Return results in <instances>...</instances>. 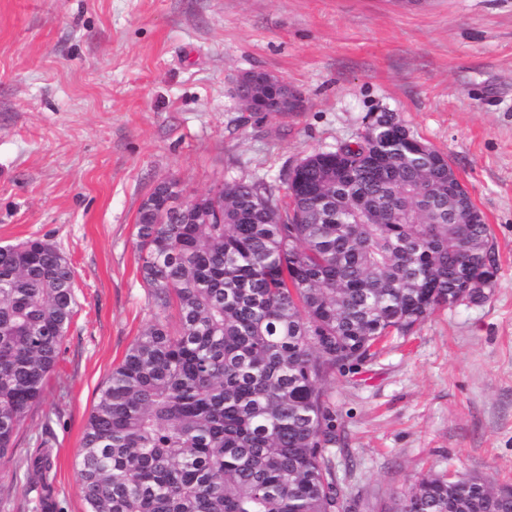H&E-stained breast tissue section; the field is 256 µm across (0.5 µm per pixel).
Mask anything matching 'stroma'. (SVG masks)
Listing matches in <instances>:
<instances>
[{
  "label": "stroma",
  "instance_id": "stroma-1",
  "mask_svg": "<svg viewBox=\"0 0 512 512\" xmlns=\"http://www.w3.org/2000/svg\"><path fill=\"white\" fill-rule=\"evenodd\" d=\"M251 70L297 112L245 120ZM393 112L442 151L491 227L498 275L328 383L340 512H392L430 474L512 484V0H0V245L53 243L76 314L18 454L45 448L58 512H83L76 454L101 383L154 319L135 218L163 180L186 197L279 176ZM0 512H31L12 484Z\"/></svg>",
  "mask_w": 512,
  "mask_h": 512
}]
</instances>
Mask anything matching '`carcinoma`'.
Instances as JSON below:
<instances>
[{
    "label": "carcinoma",
    "mask_w": 512,
    "mask_h": 512,
    "mask_svg": "<svg viewBox=\"0 0 512 512\" xmlns=\"http://www.w3.org/2000/svg\"><path fill=\"white\" fill-rule=\"evenodd\" d=\"M419 141L382 112L285 171V201L263 176L188 210L154 187L136 228L156 313L86 421L85 512H338L327 382L498 272L489 224L457 213L447 156ZM75 313L55 245L0 246V460L15 481L51 485L50 458L15 457L16 439ZM395 512H512V486L429 475Z\"/></svg>",
    "instance_id": "obj_1"
}]
</instances>
